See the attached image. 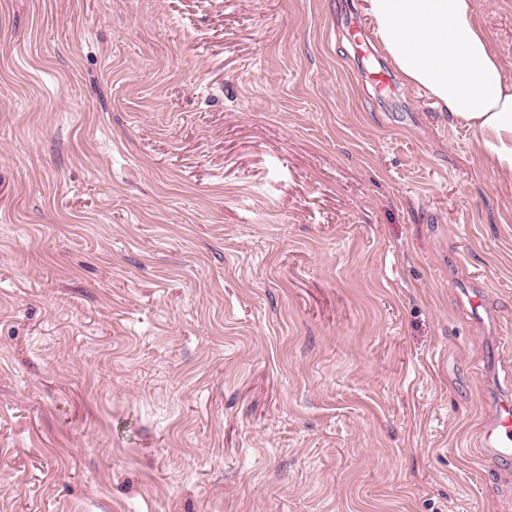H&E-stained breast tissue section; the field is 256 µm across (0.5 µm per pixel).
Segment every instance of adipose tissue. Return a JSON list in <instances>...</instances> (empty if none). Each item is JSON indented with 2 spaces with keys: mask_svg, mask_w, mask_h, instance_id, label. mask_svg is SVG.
<instances>
[{
  "mask_svg": "<svg viewBox=\"0 0 512 512\" xmlns=\"http://www.w3.org/2000/svg\"><path fill=\"white\" fill-rule=\"evenodd\" d=\"M365 12L402 79L472 130L489 162L512 174V82L473 0H365Z\"/></svg>",
  "mask_w": 512,
  "mask_h": 512,
  "instance_id": "1",
  "label": "adipose tissue"
}]
</instances>
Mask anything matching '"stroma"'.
I'll return each mask as SVG.
<instances>
[{"mask_svg":"<svg viewBox=\"0 0 512 512\" xmlns=\"http://www.w3.org/2000/svg\"><path fill=\"white\" fill-rule=\"evenodd\" d=\"M363 10L0 0V512H512V176ZM347 39L361 58L373 54L371 43L361 22H352L346 26ZM479 443L486 457L494 460L512 457V402H499L480 431Z\"/></svg>","mask_w":512,"mask_h":512,"instance_id":"1","label":"stroma"}]
</instances>
